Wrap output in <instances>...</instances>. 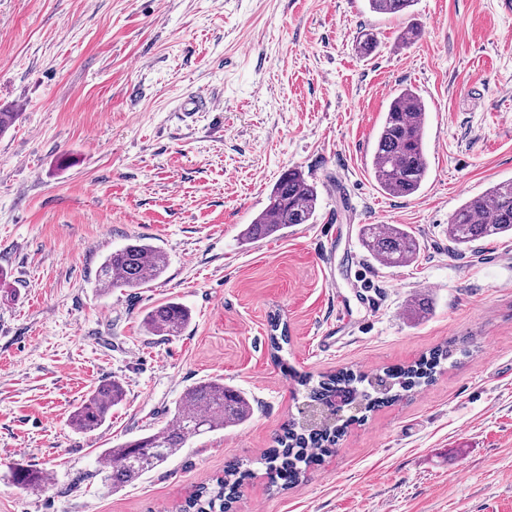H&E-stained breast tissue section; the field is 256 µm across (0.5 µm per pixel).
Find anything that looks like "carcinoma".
I'll use <instances>...</instances> for the list:
<instances>
[{
  "label": "carcinoma",
  "mask_w": 512,
  "mask_h": 512,
  "mask_svg": "<svg viewBox=\"0 0 512 512\" xmlns=\"http://www.w3.org/2000/svg\"><path fill=\"white\" fill-rule=\"evenodd\" d=\"M369 9L386 15H403L417 0H367ZM428 110L423 98L405 87L392 97L384 113L373 151L372 174L386 194L408 197L416 194L429 173L424 136ZM318 207L317 186L302 171L291 168L272 186L267 206L242 231L247 244L268 237H282L298 224L313 222ZM512 235V179L499 182L485 193L463 202L448 221V242L462 253L480 240ZM363 249L373 260L388 266H406L421 249L417 236L402 224H364L359 230ZM167 267L165 254L139 239L112 252L99 268L97 281L103 290L139 288L159 279ZM191 321V311L168 300L143 317L145 331L153 336H179ZM455 348L444 345L412 365L388 369L371 376L348 369L321 376L317 384L303 376L298 382L309 388L310 402L331 411L339 396L345 395L351 408L369 410L400 397V392L435 379L442 362ZM124 391L115 380L96 386L71 417V425L81 433L100 428L112 407L122 401ZM252 415L244 394L217 380L202 381L189 388L175 406L171 423L112 448L98 456L102 481L117 489L156 469L185 447L189 439L244 423ZM342 428L335 421L304 427L290 424L276 439V446L264 455L271 478L288 485L301 482L313 452H333ZM240 466H225L224 476L198 486L179 512H230L240 483ZM12 481L32 490L49 481L42 471L19 466Z\"/></svg>",
  "instance_id": "carcinoma-1"
}]
</instances>
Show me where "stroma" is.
Segmentation results:
<instances>
[{
	"label": "stroma",
	"instance_id": "35a3bbf8",
	"mask_svg": "<svg viewBox=\"0 0 512 512\" xmlns=\"http://www.w3.org/2000/svg\"><path fill=\"white\" fill-rule=\"evenodd\" d=\"M404 87L429 108L430 169L392 197L371 159ZM0 109L18 115L0 135V512H175L231 460L251 472L233 512H512V238L454 254L446 234L467 198L512 179L503 0H417L400 18L365 0H0ZM294 167L318 189L314 223L241 244ZM365 224L410 227L415 261L372 260ZM138 238L164 275L101 290L105 257ZM169 299L191 324L149 335L145 313ZM450 341L462 351L431 385L350 422L303 484L270 486L261 458L306 397L295 374L408 365ZM214 379L249 399L246 422L102 483V449L165 427ZM105 380L122 401L75 431ZM20 465L48 485H15ZM124 391L115 380L99 384L83 400L71 417V425L81 433L100 428L110 416L112 407L122 401Z\"/></svg>",
	"mask_w": 512,
	"mask_h": 512
}]
</instances>
